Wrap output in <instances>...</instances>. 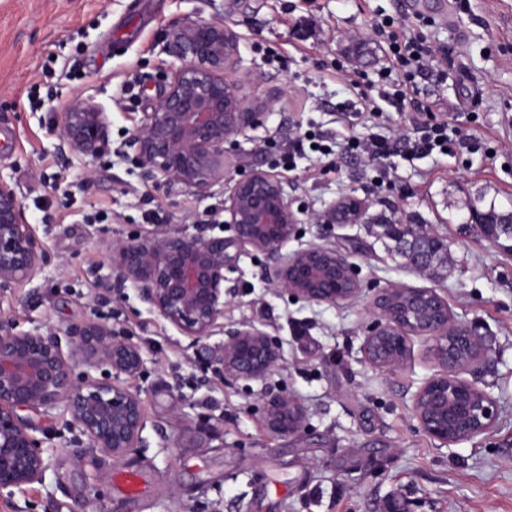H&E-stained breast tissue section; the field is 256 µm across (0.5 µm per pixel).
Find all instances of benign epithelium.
<instances>
[{"label":"benign epithelium","instance_id":"benign-epithelium-1","mask_svg":"<svg viewBox=\"0 0 512 512\" xmlns=\"http://www.w3.org/2000/svg\"><path fill=\"white\" fill-rule=\"evenodd\" d=\"M169 49L180 66L161 76L163 95L127 146L146 178L160 176L205 194L224 180V145L256 126L261 112L248 104L234 79L240 63L238 36L228 25L180 22L170 31ZM61 136L77 156L94 159L111 152L108 113L92 98L77 99L62 112ZM224 213L233 232L228 238L148 234L114 244L112 273L138 288L143 302L194 341L212 335L224 317V272L247 246L268 257L271 282L297 297L336 304L359 296L355 268L346 254L320 244L284 252L296 236L297 218L288 183L280 178L260 170L242 176L224 200ZM364 216L362 201L346 196L329 206L319 222L361 224ZM382 228L411 271L432 268L439 235L410 224ZM43 254L14 187L0 178V288L32 282ZM372 311L374 322L362 352L379 369L401 366L412 337L433 341L438 370L413 399L415 418L427 435L448 446L490 428L494 401L461 377L485 361V344L454 319L435 289L405 284L384 288L375 295ZM66 336L71 345L67 354L58 336L41 326L17 332L0 321V490L38 482L47 468L21 410L63 406L92 446L117 460L135 447L144 427L141 395L122 382L142 370V348L113 337L112 329L99 322L72 326ZM281 360L279 346L258 328L228 332L210 356L225 378L248 381L265 379ZM78 364L86 368L81 381L74 377ZM102 367L109 377L91 375ZM267 417L274 433L293 435L302 429L305 411L296 400L271 393Z\"/></svg>","mask_w":512,"mask_h":512}]
</instances>
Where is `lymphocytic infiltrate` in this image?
Here are the masks:
<instances>
[{"label":"lymphocytic infiltrate","instance_id":"f902f5d3","mask_svg":"<svg viewBox=\"0 0 512 512\" xmlns=\"http://www.w3.org/2000/svg\"><path fill=\"white\" fill-rule=\"evenodd\" d=\"M393 62L384 67L380 80H388L393 71H401L402 77L394 91L382 92V100L391 103L396 110L411 109L423 114L414 136H395L373 132L366 137L350 136L344 143L347 153L369 160L387 159L393 156H428L433 152L446 150L456 154L476 150L478 142L472 135L453 131L449 128L447 116L436 115L431 103L422 97L420 85L424 82H439L443 73L438 65L427 63L431 49L422 39L412 34L409 25H402L400 31L388 32Z\"/></svg>","mask_w":512,"mask_h":512}]
</instances>
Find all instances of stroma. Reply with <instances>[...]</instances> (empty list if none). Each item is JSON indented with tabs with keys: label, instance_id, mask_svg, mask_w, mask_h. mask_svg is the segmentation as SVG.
Returning <instances> with one entry per match:
<instances>
[{
	"label": "stroma",
	"instance_id": "1",
	"mask_svg": "<svg viewBox=\"0 0 512 512\" xmlns=\"http://www.w3.org/2000/svg\"><path fill=\"white\" fill-rule=\"evenodd\" d=\"M0 0V178L11 183L44 245L32 283L0 293V319L16 330L53 332L108 323L139 345L145 365L125 378L143 398L144 427L122 460L91 447L62 408L22 411L47 463L43 479L0 491V512H512V251L470 223L467 204L484 197L512 208V0ZM221 21L239 35L241 93L261 121L227 147L223 182L199 196L147 181L126 142L176 66L174 23ZM412 24L435 48L445 78L427 85L437 112L486 145L484 153L432 154L384 165L338 144L369 132L353 116L359 93L376 95L391 52L382 21ZM365 71L353 88L354 70ZM135 81L133 102L119 101ZM93 98L111 120L112 152L89 159L63 147L59 115ZM310 135L332 154L306 149L287 162L288 135ZM396 175L374 178L380 167ZM262 169L288 182L298 219L291 248L333 244L361 284L338 304L291 298L266 275L264 254L245 248L224 282L223 325L193 342L112 277L113 243L148 233L218 235L237 179ZM345 196L363 201L364 224L319 223ZM402 218L448 244L439 277L410 271L378 225ZM393 284L433 288L454 319L485 340L488 358L465 379L495 403L482 434L447 447L413 412L419 386L436 370L431 341L417 337L403 365L365 362L370 304ZM257 327L283 359L266 380L224 378L208 351L226 331ZM297 399L300 434L267 422L265 394ZM139 469L129 495L116 474Z\"/></svg>",
	"mask_w": 512,
	"mask_h": 512
}]
</instances>
